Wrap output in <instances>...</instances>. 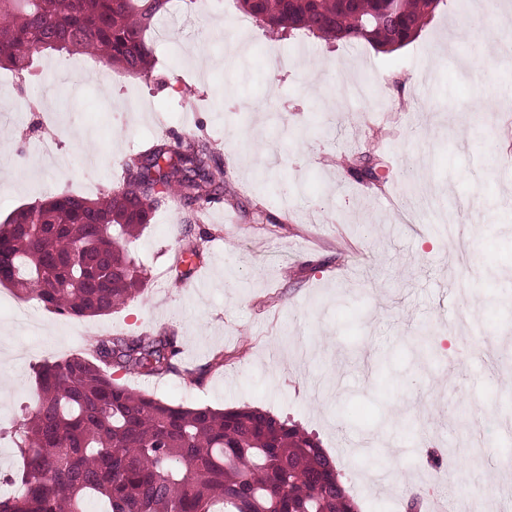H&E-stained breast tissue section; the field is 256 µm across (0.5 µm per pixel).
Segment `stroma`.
I'll use <instances>...</instances> for the list:
<instances>
[{"label": "stroma", "mask_w": 512, "mask_h": 512, "mask_svg": "<svg viewBox=\"0 0 512 512\" xmlns=\"http://www.w3.org/2000/svg\"><path fill=\"white\" fill-rule=\"evenodd\" d=\"M170 14L147 80L66 53L22 76L0 69V96L14 104L0 112V221L52 193L99 196L166 133L209 141L226 198L190 228L177 199L158 209L129 246L147 289L112 314L69 318L35 303L25 321L21 298L0 287V428L30 404L44 360L167 328L181 342L176 373L123 383L296 423L335 457L360 512H426L432 496L501 487L512 472V71L496 56L480 72L457 57L480 41L460 27L458 0L391 52L240 29L237 0H171ZM242 130L277 164L231 145ZM46 141L62 167L45 159ZM362 163L375 179L351 177ZM191 231L208 241L179 282L170 266ZM373 434L402 481L374 483L350 454ZM437 448L457 451L443 485ZM413 488L423 503L412 511Z\"/></svg>", "instance_id": "1"}]
</instances>
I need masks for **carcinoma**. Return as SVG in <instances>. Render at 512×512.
I'll return each mask as SVG.
<instances>
[{
  "instance_id": "obj_1",
  "label": "carcinoma",
  "mask_w": 512,
  "mask_h": 512,
  "mask_svg": "<svg viewBox=\"0 0 512 512\" xmlns=\"http://www.w3.org/2000/svg\"><path fill=\"white\" fill-rule=\"evenodd\" d=\"M444 0H240L280 31L391 50L411 42ZM168 0H0V68L21 75L48 51L85 54L148 78L149 32ZM125 177L91 199L54 194L0 225L5 287L76 318L105 316L144 291L128 246L170 196L197 215L224 200V165L208 141L158 140L124 161ZM107 225L101 233L97 225ZM200 247L182 250L176 279ZM48 287H39L40 282ZM180 353L175 331L111 333L85 354L34 367V405L9 431L21 469L0 512H356L320 441L258 408L172 405L118 382V371L161 377Z\"/></svg>"
}]
</instances>
